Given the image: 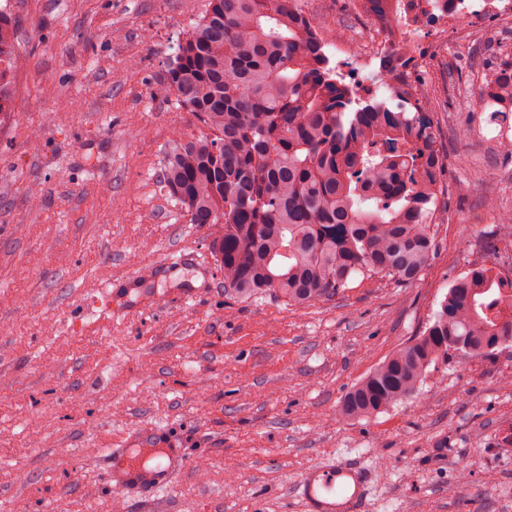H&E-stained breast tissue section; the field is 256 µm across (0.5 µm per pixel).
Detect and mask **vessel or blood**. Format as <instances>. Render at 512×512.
Wrapping results in <instances>:
<instances>
[{
	"mask_svg": "<svg viewBox=\"0 0 512 512\" xmlns=\"http://www.w3.org/2000/svg\"><path fill=\"white\" fill-rule=\"evenodd\" d=\"M137 448H109L103 458L106 483L123 493L133 512H158V495L170 490L189 458L172 435L149 428ZM372 471L363 457L341 455L308 468L295 487L306 512H365Z\"/></svg>",
	"mask_w": 512,
	"mask_h": 512,
	"instance_id": "obj_1",
	"label": "vessel or blood"
}]
</instances>
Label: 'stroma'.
<instances>
[{"label": "stroma", "mask_w": 512, "mask_h": 512, "mask_svg": "<svg viewBox=\"0 0 512 512\" xmlns=\"http://www.w3.org/2000/svg\"><path fill=\"white\" fill-rule=\"evenodd\" d=\"M207 0H0L16 21L18 68L0 112V512H129L102 452L146 427L179 435L189 463L165 512H304L292 487L342 452L368 458L369 512H512V347L431 365L412 398L356 420L344 394L439 311L479 266L512 274L491 248L512 162L488 135L477 72L512 46V11L416 43L408 71L434 85L447 219L409 287L354 280L291 306L224 290L207 245L161 191L174 131L200 127L153 96ZM347 85L344 47L379 71L359 0H302ZM112 291V312L85 303Z\"/></svg>", "instance_id": "stroma-1"}]
</instances>
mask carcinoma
I'll return each instance as SVG.
<instances>
[{
  "mask_svg": "<svg viewBox=\"0 0 512 512\" xmlns=\"http://www.w3.org/2000/svg\"><path fill=\"white\" fill-rule=\"evenodd\" d=\"M383 24L393 0H361ZM17 26L0 9V65L16 62ZM300 0H208L179 40L157 97L204 127L174 136L160 186L193 224H219L208 249L224 288L240 300L289 305L329 300L357 276L415 282L436 250L445 157L435 145V88L394 92L410 111L373 103L335 78ZM407 55H385L394 77ZM481 108L512 112V63L478 75ZM512 244V210L498 214ZM488 268L449 288L424 333L393 351L343 396L339 414L360 419L412 397L428 367L452 354L487 356L512 344V298L496 299Z\"/></svg>",
  "mask_w": 512,
  "mask_h": 512,
  "instance_id": "1",
  "label": "carcinoma"
}]
</instances>
